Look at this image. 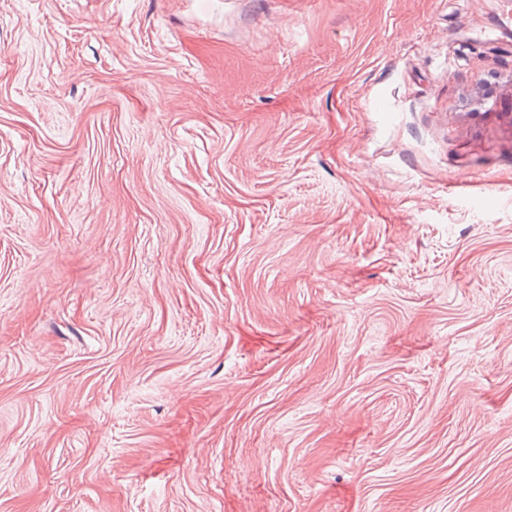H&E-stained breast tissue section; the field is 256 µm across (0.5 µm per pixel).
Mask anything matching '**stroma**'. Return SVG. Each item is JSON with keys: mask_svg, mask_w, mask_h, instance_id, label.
I'll return each instance as SVG.
<instances>
[{"mask_svg": "<svg viewBox=\"0 0 512 512\" xmlns=\"http://www.w3.org/2000/svg\"><path fill=\"white\" fill-rule=\"evenodd\" d=\"M512 0H0V512H512Z\"/></svg>", "mask_w": 512, "mask_h": 512, "instance_id": "35a3bbf8", "label": "stroma"}]
</instances>
